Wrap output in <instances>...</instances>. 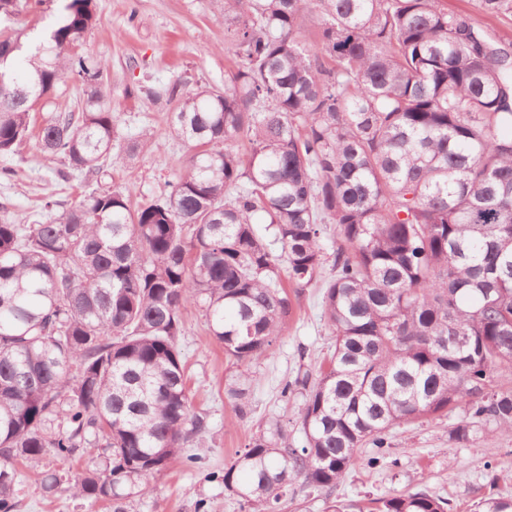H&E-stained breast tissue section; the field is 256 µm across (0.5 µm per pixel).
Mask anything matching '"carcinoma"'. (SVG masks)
I'll use <instances>...</instances> for the list:
<instances>
[{
    "mask_svg": "<svg viewBox=\"0 0 512 512\" xmlns=\"http://www.w3.org/2000/svg\"><path fill=\"white\" fill-rule=\"evenodd\" d=\"M42 2L0 0V20ZM61 2L30 46L0 28V157L20 153L32 104L70 78L83 96L44 119L36 148L63 160L62 181H89L151 133L121 145L106 63L72 51L101 22L97 0ZM222 2L224 87H141L194 143L153 201L133 209L113 189L47 224L0 218V512L21 506L19 466L50 492L62 479L44 458L86 452L100 466L76 493L127 512L210 434L187 385L182 309L201 310L236 365L224 394L245 418L249 364L318 281L334 350L282 388L302 398V446L279 419L259 425L224 489L249 512H304L298 478L324 512H447L425 489L331 495L361 448L376 449L367 466L391 463L395 427L458 409L459 443L512 428V51L481 21L512 16V0H477L472 15L442 0ZM476 507L512 512V498Z\"/></svg>",
    "mask_w": 512,
    "mask_h": 512,
    "instance_id": "cac0c4a2",
    "label": "carcinoma"
}]
</instances>
